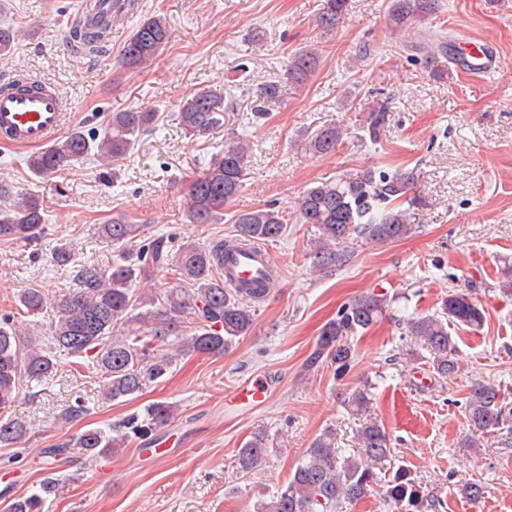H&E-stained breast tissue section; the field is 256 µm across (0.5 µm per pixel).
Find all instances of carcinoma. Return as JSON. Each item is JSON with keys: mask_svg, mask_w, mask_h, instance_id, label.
I'll use <instances>...</instances> for the list:
<instances>
[{"mask_svg": "<svg viewBox=\"0 0 512 512\" xmlns=\"http://www.w3.org/2000/svg\"><path fill=\"white\" fill-rule=\"evenodd\" d=\"M347 0H323L317 25L325 32L336 29L346 11ZM438 0H391L389 21L399 30L410 21L437 13ZM106 25L77 24L72 40L83 51L99 55L107 42ZM26 36L24 27L0 25V56L11 54ZM171 33L167 18H144L126 41L119 65L126 71H141L156 61ZM319 64V52L302 50L291 58L288 77L305 81ZM234 109V101L200 91L180 112L183 128L191 134H205L224 125V112ZM154 112L133 109L112 113L101 133L75 129L49 147L30 154L27 167L34 175L52 178L69 171L94 153L104 162L129 155L138 138L156 122ZM389 120L388 109L380 105L368 114L365 133L378 140ZM347 128L324 125L298 141L297 149L314 156L336 153ZM251 146L236 141L213 157L206 172L195 179L189 190L192 217L197 224H214L224 205L244 187ZM420 174L414 169L386 171L374 166L344 170L335 177L317 181L307 188L297 206L298 221L312 225L319 246L312 256V267L327 273L339 270L352 259L348 246L352 235L377 245H388L413 234L412 211L422 205L416 193ZM47 222L46 207L40 197H21L14 186L0 181V241L30 243L41 237ZM288 217L281 208L268 205L236 215L234 234L209 243L186 241L173 246L167 237L157 236L140 245L136 264H115L109 270L84 271L81 286L56 299L38 286L17 294L19 308L37 315L56 305L58 316L49 326L50 341L36 344L20 329L15 315L0 316V447L24 444L30 436L29 423L14 410L19 386L42 385L57 370L53 349L89 359L104 375L102 395L108 401L133 396L144 385V367L160 377L169 364L193 354L220 356L235 341L247 336L253 326L254 303L264 301L266 289L260 281H248L239 291L224 287V249L236 242H275L285 229ZM101 234L114 244L128 245L141 238L142 225L126 217H115L100 226ZM174 271L178 285L164 291L153 287L137 290L138 278L151 282L155 273ZM387 299L379 294L360 295L342 305L336 317L327 321L305 362L313 372L327 366L336 379L344 378L355 362L353 339L367 331L383 315ZM192 320L193 327L186 326ZM485 312L469 292L450 291L437 312L407 319L406 331L419 339L428 352L426 361L433 377L446 379L458 370L456 341L448 325L481 327ZM178 408L168 401H156L143 412L132 413L108 429H88L76 435L85 464L97 465L120 454L131 441H153L154 435L177 417ZM467 413L475 427L492 434L512 423V408L501 399L500 388L479 383L467 401ZM357 447L336 446V433L324 429L312 440L285 486L270 498L260 497L254 512H340L379 491L386 504L397 512H422L435 507L424 502L420 486L411 471L400 465L385 467L393 448L385 428L367 418L360 424ZM268 439L256 434L238 449L242 472L258 470L267 455ZM54 482L45 478L40 492L9 501L7 512H43Z\"/></svg>", "mask_w": 512, "mask_h": 512, "instance_id": "1", "label": "carcinoma"}]
</instances>
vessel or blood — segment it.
<instances>
[{"instance_id":"vessel-or-blood-1","label":"vessel or blood","mask_w":512,"mask_h":512,"mask_svg":"<svg viewBox=\"0 0 512 512\" xmlns=\"http://www.w3.org/2000/svg\"><path fill=\"white\" fill-rule=\"evenodd\" d=\"M473 76L492 69L495 60L475 44L465 47ZM69 119V108L55 86L0 94V137L20 145H44L50 142ZM276 260L264 246L229 251L225 257L226 278L239 281L257 279L274 267Z\"/></svg>"}]
</instances>
